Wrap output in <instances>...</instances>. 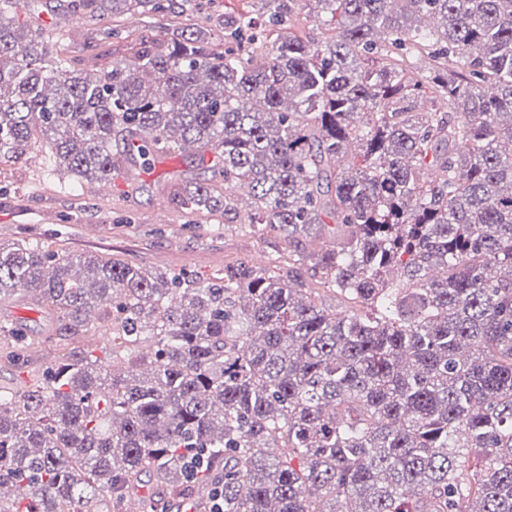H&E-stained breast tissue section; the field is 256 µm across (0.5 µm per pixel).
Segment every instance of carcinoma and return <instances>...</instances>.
<instances>
[{
  "label": "carcinoma",
  "instance_id": "1",
  "mask_svg": "<svg viewBox=\"0 0 512 512\" xmlns=\"http://www.w3.org/2000/svg\"><path fill=\"white\" fill-rule=\"evenodd\" d=\"M272 2L224 18L221 54L200 28L147 35L92 77L0 0V162L40 136L79 182L132 180L192 145L213 176L175 200L227 213L245 184L248 227L281 243L206 278L1 243L0 300L71 344L111 305L112 364L73 346L0 394V512H122L151 472L148 512L217 490L224 512H512V0ZM311 2L316 42L292 30ZM70 7L109 43L174 4ZM0 331L23 361L22 327Z\"/></svg>",
  "mask_w": 512,
  "mask_h": 512
}]
</instances>
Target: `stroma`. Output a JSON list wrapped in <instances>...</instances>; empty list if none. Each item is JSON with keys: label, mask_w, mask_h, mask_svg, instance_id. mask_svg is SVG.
Wrapping results in <instances>:
<instances>
[{"label": "stroma", "mask_w": 512, "mask_h": 512, "mask_svg": "<svg viewBox=\"0 0 512 512\" xmlns=\"http://www.w3.org/2000/svg\"><path fill=\"white\" fill-rule=\"evenodd\" d=\"M35 23L48 30L56 47L72 56L83 55L96 43L101 23L84 13L74 16L68 0H28ZM252 12L267 14L266 0H176L174 12L150 18L126 14L113 21L122 36L112 42V56L87 62L89 72L109 66L111 59L131 58L141 30L150 29L159 40L180 30L205 27L215 52L228 48L221 26L224 15ZM135 183L117 177L112 196L99 199L96 184L81 183L55 172L42 140H34L26 159L0 162V242L21 240L43 243L52 251L96 256H115L129 263L203 277L228 262L256 266L276 249L275 239L245 231L248 195L238 198L235 211L203 216L183 211L173 195L192 178L207 179L211 173L199 165L196 155L182 152L155 157L148 167L135 171ZM25 325L36 350L27 367L7 360L13 341L0 335V389H18L33 379H43L54 364L58 343L46 341L42 313L16 304L0 303V325ZM80 348L106 360L112 356V313L95 309Z\"/></svg>", "instance_id": "1"}]
</instances>
